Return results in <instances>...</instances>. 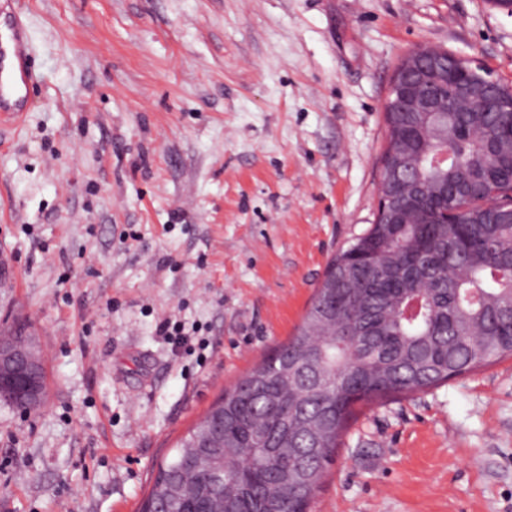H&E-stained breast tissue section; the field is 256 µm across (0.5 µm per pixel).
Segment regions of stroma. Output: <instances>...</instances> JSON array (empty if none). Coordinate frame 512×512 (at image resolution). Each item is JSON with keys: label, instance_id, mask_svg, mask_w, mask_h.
<instances>
[{"label": "stroma", "instance_id": "35a3bbf8", "mask_svg": "<svg viewBox=\"0 0 512 512\" xmlns=\"http://www.w3.org/2000/svg\"><path fill=\"white\" fill-rule=\"evenodd\" d=\"M36 91L0 127V512H136L376 218L384 104L430 46L512 85L487 0H19ZM170 321L190 339L160 333ZM311 512H512V358L361 408ZM12 336H0V402L24 410L39 409L46 403L42 388L41 361L22 341Z\"/></svg>", "mask_w": 512, "mask_h": 512}]
</instances>
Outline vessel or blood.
Here are the masks:
<instances>
[{
  "instance_id": "obj_1",
  "label": "vessel or blood",
  "mask_w": 512,
  "mask_h": 512,
  "mask_svg": "<svg viewBox=\"0 0 512 512\" xmlns=\"http://www.w3.org/2000/svg\"><path fill=\"white\" fill-rule=\"evenodd\" d=\"M30 33L14 0H0V124L20 122L37 77Z\"/></svg>"
}]
</instances>
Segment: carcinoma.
<instances>
[{
  "instance_id": "cac0c4a2",
  "label": "carcinoma",
  "mask_w": 512,
  "mask_h": 512,
  "mask_svg": "<svg viewBox=\"0 0 512 512\" xmlns=\"http://www.w3.org/2000/svg\"><path fill=\"white\" fill-rule=\"evenodd\" d=\"M448 124L385 114L384 184L412 221L375 222L328 263L301 324L182 436L158 466L139 512H309L357 405L437 387L512 357V195L495 111ZM452 157L434 167L436 148ZM455 214L439 219L447 205Z\"/></svg>"
}]
</instances>
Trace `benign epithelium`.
Listing matches in <instances>:
<instances>
[{
  "mask_svg": "<svg viewBox=\"0 0 512 512\" xmlns=\"http://www.w3.org/2000/svg\"><path fill=\"white\" fill-rule=\"evenodd\" d=\"M458 63L464 65L454 74L455 96L471 101L470 111H480L475 98L488 84L494 82L490 73L480 65L469 64V59L458 56ZM445 72L435 66L428 71L411 60L395 74L392 81L385 111H395V102L404 100V112L447 114L457 109V104L448 96L433 94L431 86L444 83ZM41 361L30 348L19 345L10 336H0V402L12 406L39 409L46 403V393L42 388Z\"/></svg>",
  "mask_w": 512,
  "mask_h": 512,
  "instance_id": "obj_1",
  "label": "benign epithelium"
}]
</instances>
